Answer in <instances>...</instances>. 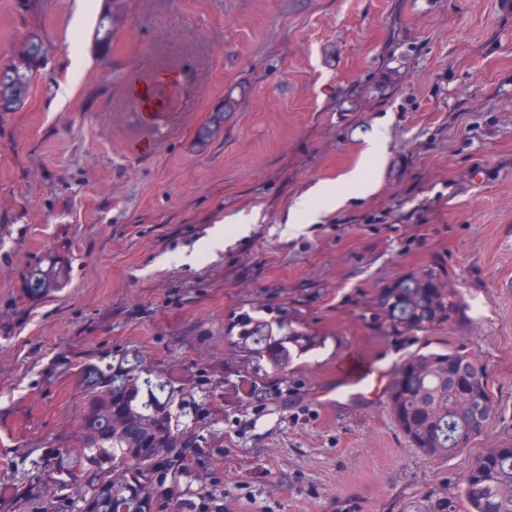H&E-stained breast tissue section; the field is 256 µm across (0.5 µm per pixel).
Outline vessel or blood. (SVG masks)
<instances>
[{
  "label": "vessel or blood",
  "instance_id": "1",
  "mask_svg": "<svg viewBox=\"0 0 512 512\" xmlns=\"http://www.w3.org/2000/svg\"><path fill=\"white\" fill-rule=\"evenodd\" d=\"M127 95L131 103L144 118H153L161 105L156 90H143L138 76H129L126 83ZM390 384L388 365L365 364L355 355L347 354L336 363V384L319 390L318 400L324 405L336 402L347 404L370 403L386 397Z\"/></svg>",
  "mask_w": 512,
  "mask_h": 512
}]
</instances>
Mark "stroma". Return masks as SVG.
Segmentation results:
<instances>
[{
	"label": "stroma",
	"instance_id": "obj_1",
	"mask_svg": "<svg viewBox=\"0 0 512 512\" xmlns=\"http://www.w3.org/2000/svg\"><path fill=\"white\" fill-rule=\"evenodd\" d=\"M0 0V65L28 30L53 51L24 108L0 116V512H40L46 452L68 461L86 406L80 369L139 357L208 402L214 451L180 479L220 512H412L457 496L475 459L512 443V0H129L112 57L103 0ZM80 66H73V54ZM177 70L174 133L150 129L130 73ZM223 133L191 149L214 106ZM387 134L376 190L317 223L288 211L340 188ZM245 232L200 246L225 218ZM66 280L35 292L37 269ZM433 269L466 317L436 341L488 375L493 415L463 452L423 458L387 403L318 404L348 352L418 348L377 315L379 288ZM314 343L287 370L229 342L243 318Z\"/></svg>",
	"mask_w": 512,
	"mask_h": 512
}]
</instances>
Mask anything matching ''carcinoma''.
I'll list each match as a JSON object with an SVG mask.
<instances>
[{
    "label": "carcinoma",
    "mask_w": 512,
    "mask_h": 512,
    "mask_svg": "<svg viewBox=\"0 0 512 512\" xmlns=\"http://www.w3.org/2000/svg\"><path fill=\"white\" fill-rule=\"evenodd\" d=\"M126 0H104L95 31L98 53L112 57V39L123 24ZM52 51L37 34L28 35L0 71V112H13L28 97L35 75ZM224 125V107L198 133L201 145ZM377 304L389 332L429 333L459 319L457 292L440 285L432 271L411 272L381 289ZM245 352L271 355L288 368L292 336L276 338L257 324L237 338ZM480 363L468 352L440 344L421 347L396 369L388 403L399 429L429 461L467 448L488 424L492 398ZM90 396L80 424L76 453L79 471L61 473L54 501L45 512H181L180 477L201 445L193 429L201 421L179 390L136 363L97 364L86 371ZM465 510L456 498L437 495L415 512H512V444L479 456L462 478Z\"/></svg>",
    "instance_id": "cac0c4a2"
}]
</instances>
